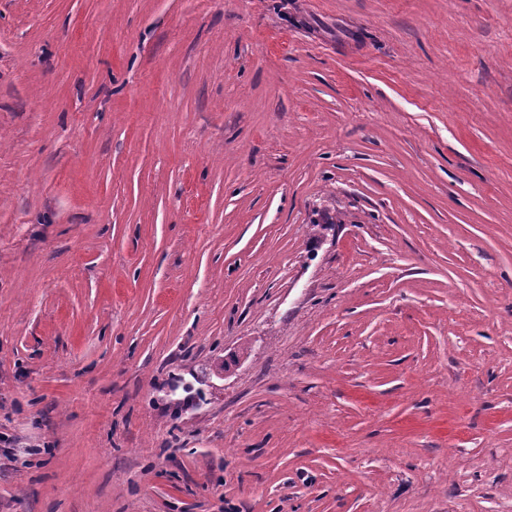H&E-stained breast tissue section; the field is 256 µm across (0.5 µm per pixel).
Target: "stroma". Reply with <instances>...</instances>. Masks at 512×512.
I'll list each match as a JSON object with an SVG mask.
<instances>
[{
	"instance_id": "stroma-1",
	"label": "stroma",
	"mask_w": 512,
	"mask_h": 512,
	"mask_svg": "<svg viewBox=\"0 0 512 512\" xmlns=\"http://www.w3.org/2000/svg\"><path fill=\"white\" fill-rule=\"evenodd\" d=\"M0 512H512V0H0Z\"/></svg>"
}]
</instances>
